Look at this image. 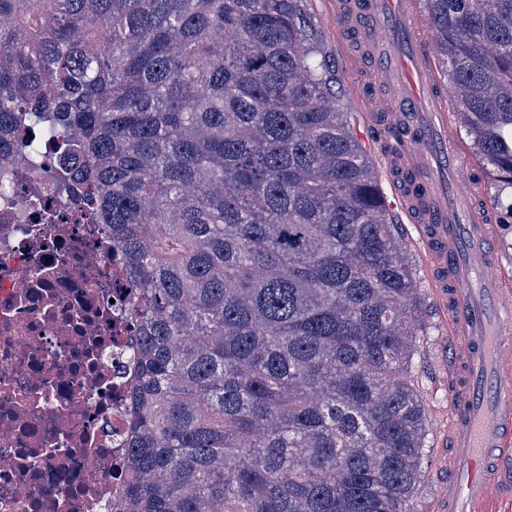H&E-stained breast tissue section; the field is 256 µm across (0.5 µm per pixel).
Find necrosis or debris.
Listing matches in <instances>:
<instances>
[{
    "mask_svg": "<svg viewBox=\"0 0 512 512\" xmlns=\"http://www.w3.org/2000/svg\"><path fill=\"white\" fill-rule=\"evenodd\" d=\"M135 307L108 225L44 223L0 166V512L123 498Z\"/></svg>",
    "mask_w": 512,
    "mask_h": 512,
    "instance_id": "obj_1",
    "label": "necrosis or debris"
}]
</instances>
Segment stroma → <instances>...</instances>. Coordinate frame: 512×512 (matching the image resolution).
<instances>
[{"mask_svg":"<svg viewBox=\"0 0 512 512\" xmlns=\"http://www.w3.org/2000/svg\"><path fill=\"white\" fill-rule=\"evenodd\" d=\"M335 8L336 0H307L310 19L323 35L326 60L336 73L339 103L349 112L353 130L367 149L380 191L388 206L387 214L393 223L400 225L402 240L416 259L417 284L424 304V320L428 327L427 334L420 338L413 365V376L428 410L426 456L418 486L417 504L420 512H440L448 491V436L452 420L448 375L455 344L448 332V315L430 285L425 254L415 244L417 230L414 225L406 223L400 209L393 205L394 197L388 181L386 163L372 146L374 133L365 128L359 106L351 92L352 84L356 83L370 86L372 93H384V85L374 81L378 67L370 63L368 50L362 49L347 57L340 54L332 21Z\"/></svg>","mask_w":512,"mask_h":512,"instance_id":"1","label":"stroma"}]
</instances>
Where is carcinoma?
Returning a JSON list of instances; mask_svg holds the SVG:
<instances>
[{
	"mask_svg": "<svg viewBox=\"0 0 512 512\" xmlns=\"http://www.w3.org/2000/svg\"><path fill=\"white\" fill-rule=\"evenodd\" d=\"M512 220V0H419ZM307 0H0V163L48 144L139 298L127 512H420L414 265Z\"/></svg>",
	"mask_w": 512,
	"mask_h": 512,
	"instance_id": "carcinoma-1",
	"label": "carcinoma"
}]
</instances>
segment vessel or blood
Wrapping results in <instances>:
<instances>
[{"instance_id":"obj_1","label":"vessel or blood","mask_w":512,"mask_h":512,"mask_svg":"<svg viewBox=\"0 0 512 512\" xmlns=\"http://www.w3.org/2000/svg\"><path fill=\"white\" fill-rule=\"evenodd\" d=\"M358 27L380 61L386 94L367 102L373 128L401 133L382 147L390 186L428 260L448 312L454 352L452 450L446 512H483L512 498V283L491 247V227L471 201L470 159L456 137L445 86L421 38L416 0H338L336 28Z\"/></svg>"}]
</instances>
